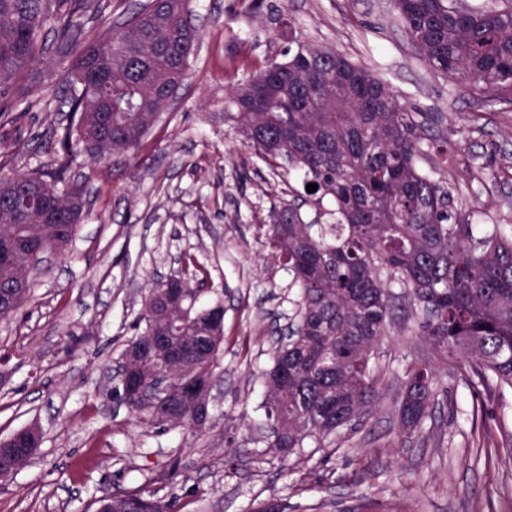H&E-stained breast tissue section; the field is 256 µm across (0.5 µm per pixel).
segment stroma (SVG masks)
Returning a JSON list of instances; mask_svg holds the SVG:
<instances>
[{
  "mask_svg": "<svg viewBox=\"0 0 512 512\" xmlns=\"http://www.w3.org/2000/svg\"><path fill=\"white\" fill-rule=\"evenodd\" d=\"M202 38L189 76L134 151L69 174L85 187L84 221L64 254L35 273L18 316L0 319V438L37 421L33 463L0 485V512H88L105 492L178 465L162 485L181 512H512V390L482 385L469 363H439L448 388L421 432L401 434L394 404L407 364L437 361L410 330L379 350L382 400L368 425L329 448L310 442L287 461L265 455L264 372L294 319L292 275L262 229L272 201L302 183L241 144L224 121L230 86L297 42L331 46L434 115L448 143L454 208L475 224L512 225V103L472 96L415 54L392 0H192ZM32 98L0 118V173L50 169L73 93L58 63L29 70ZM194 256L221 294L213 422L198 436L137 424L112 398L113 367L147 284L184 276Z\"/></svg>",
  "mask_w": 512,
  "mask_h": 512,
  "instance_id": "1",
  "label": "stroma"
}]
</instances>
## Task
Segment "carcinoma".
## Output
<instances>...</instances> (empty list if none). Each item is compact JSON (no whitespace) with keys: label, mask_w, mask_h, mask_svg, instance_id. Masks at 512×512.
I'll return each instance as SVG.
<instances>
[{"label":"carcinoma","mask_w":512,"mask_h":512,"mask_svg":"<svg viewBox=\"0 0 512 512\" xmlns=\"http://www.w3.org/2000/svg\"><path fill=\"white\" fill-rule=\"evenodd\" d=\"M85 0H0V116L32 94L27 71L53 54L69 62L75 90L69 122L56 132L54 168L0 177V317L30 295L28 253L62 254L85 211L66 173L83 151L93 159L137 147L177 98L200 32L190 0H145L125 19L85 32ZM393 0L409 40L428 67L470 93L512 101V0ZM52 32L51 46L43 34ZM224 113L247 147L275 167L317 185L303 203L333 201L328 224H306L301 204L270 210L266 236L299 289L296 323L276 346L266 373V452L286 459L306 440L320 448L365 426L379 400L375 358L399 331L395 300L436 354L457 353L483 383L512 390V236L467 224L452 194L424 167L435 143L424 112L411 110L378 75L331 47L298 42L235 86ZM196 276L156 281L142 299L144 327L129 344L155 337L150 355L132 358L147 378L168 374L180 388L216 378L224 305L196 303ZM441 380L428 362L407 365L395 406L403 435L432 418ZM140 423L201 434L194 407L127 405ZM138 500L151 512H180L151 482L112 491V512Z\"/></svg>","instance_id":"carcinoma-1"}]
</instances>
